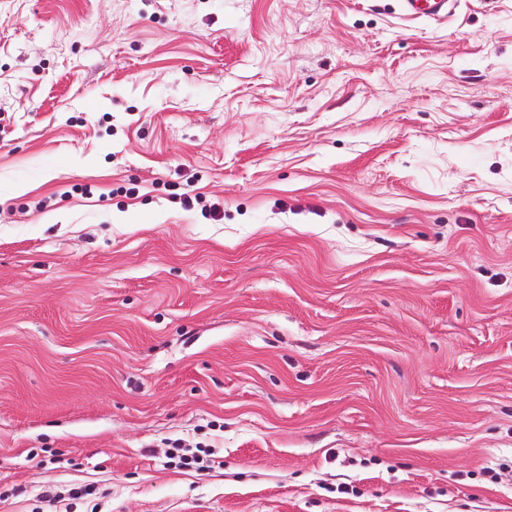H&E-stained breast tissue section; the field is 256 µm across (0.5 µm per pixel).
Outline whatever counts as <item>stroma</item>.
I'll list each match as a JSON object with an SVG mask.
<instances>
[{
    "label": "stroma",
    "mask_w": 512,
    "mask_h": 512,
    "mask_svg": "<svg viewBox=\"0 0 512 512\" xmlns=\"http://www.w3.org/2000/svg\"><path fill=\"white\" fill-rule=\"evenodd\" d=\"M0 512H512V0H0ZM448 0H403V11L411 16L442 18L448 15Z\"/></svg>",
    "instance_id": "1"
}]
</instances>
